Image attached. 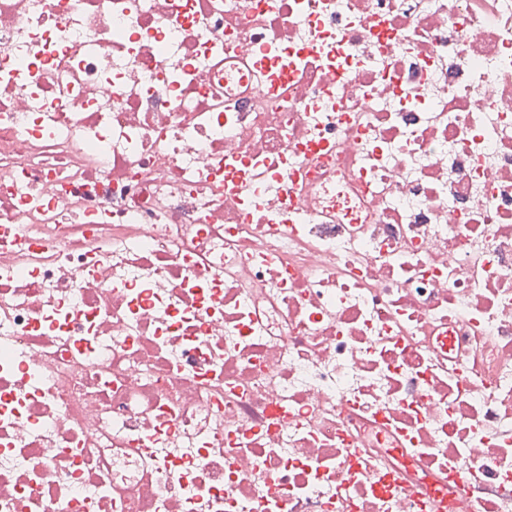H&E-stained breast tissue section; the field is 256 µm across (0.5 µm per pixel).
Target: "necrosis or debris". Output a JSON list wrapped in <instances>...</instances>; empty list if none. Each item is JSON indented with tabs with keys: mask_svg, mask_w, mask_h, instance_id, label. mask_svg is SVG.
Wrapping results in <instances>:
<instances>
[{
	"mask_svg": "<svg viewBox=\"0 0 512 512\" xmlns=\"http://www.w3.org/2000/svg\"><path fill=\"white\" fill-rule=\"evenodd\" d=\"M477 2L0 0V512H512ZM230 69L231 71H237L242 75L240 84H245L246 77L248 78V90H250L252 84L262 85L265 83L267 78V70L265 67L254 62L248 55H239L233 59H224V72ZM245 73V74H244Z\"/></svg>",
	"mask_w": 512,
	"mask_h": 512,
	"instance_id": "1",
	"label": "necrosis or debris"
}]
</instances>
